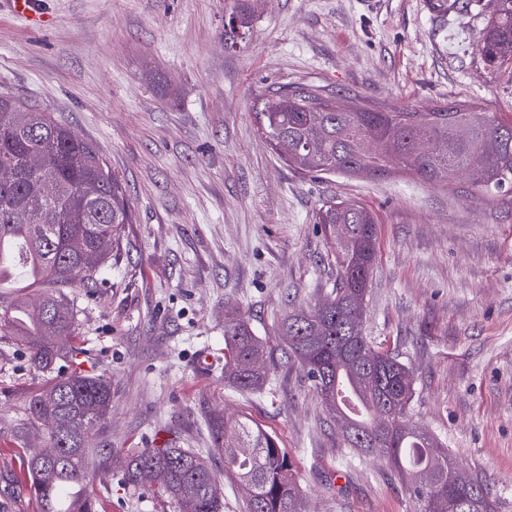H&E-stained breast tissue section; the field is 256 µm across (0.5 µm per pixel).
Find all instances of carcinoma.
Listing matches in <instances>:
<instances>
[{
    "instance_id": "carcinoma-1",
    "label": "carcinoma",
    "mask_w": 512,
    "mask_h": 512,
    "mask_svg": "<svg viewBox=\"0 0 512 512\" xmlns=\"http://www.w3.org/2000/svg\"><path fill=\"white\" fill-rule=\"evenodd\" d=\"M478 51L490 65L512 62V0H489ZM261 130L289 165L317 174L381 178L409 170L430 183H450L461 173L472 193L487 200L512 194V121L494 112L445 104L431 112L348 109L308 88L278 95L261 112ZM35 155L40 164L26 167ZM131 207L101 151L75 136L48 112L0 96V241L16 252L14 277L42 289L38 302L23 297L0 304V327L25 347L31 366L51 375L28 402L31 423L53 453L31 457L27 470L40 512H95L75 492L90 474L86 448L92 432L109 420L112 381L61 364L76 362L81 309L63 289L95 288L106 273L112 245ZM315 223L331 230L338 276L326 299L290 313L282 336L314 391L336 414L343 445L389 462L422 512H496L483 478L466 473L437 452L429 433L410 426V368L364 335L362 321L378 232L372 212L351 200L325 201ZM270 366L250 323L224 312V377L241 391L263 388ZM350 395L362 416L340 406ZM213 451L242 491L243 512H303L293 462L276 436L244 418L211 421ZM125 476L190 512H224V487L201 456L184 448H146L128 459Z\"/></svg>"
}]
</instances>
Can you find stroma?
Instances as JSON below:
<instances>
[{
    "mask_svg": "<svg viewBox=\"0 0 512 512\" xmlns=\"http://www.w3.org/2000/svg\"><path fill=\"white\" fill-rule=\"evenodd\" d=\"M35 2L32 20L0 10V95L96 145L133 213L107 281L75 291L77 361L112 379L110 419L89 441L97 512H179L129 485L126 461L170 444L210 454L216 417L278 438L305 512H421L388 462L344 448L281 339V320L336 280L333 240L314 220L332 198L377 220L363 329L410 366L411 423L512 512V204L405 171L304 174L259 126L264 102L296 86L345 106L458 102L512 119V64L478 51L487 0ZM242 6L248 28L225 32ZM228 307L275 347L261 391L224 378ZM44 384L0 335V512H39L26 466L47 443L27 405Z\"/></svg>",
    "mask_w": 512,
    "mask_h": 512,
    "instance_id": "35a3bbf8",
    "label": "stroma"
}]
</instances>
